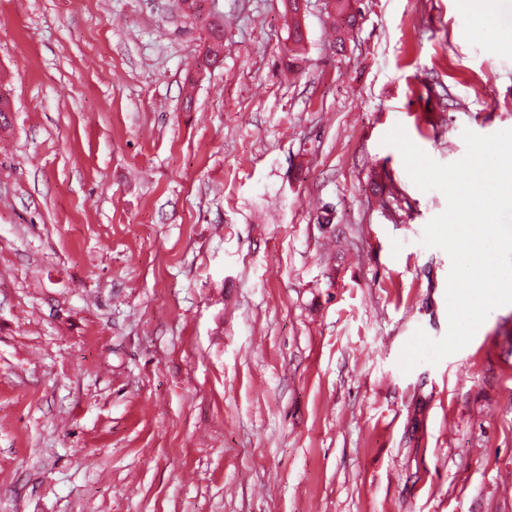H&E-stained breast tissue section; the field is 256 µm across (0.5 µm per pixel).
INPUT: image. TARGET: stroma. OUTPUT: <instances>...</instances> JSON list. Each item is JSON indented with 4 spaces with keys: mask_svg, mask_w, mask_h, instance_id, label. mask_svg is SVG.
I'll list each match as a JSON object with an SVG mask.
<instances>
[{
    "mask_svg": "<svg viewBox=\"0 0 512 512\" xmlns=\"http://www.w3.org/2000/svg\"><path fill=\"white\" fill-rule=\"evenodd\" d=\"M217 6L197 79L175 0H0V512H512V305L401 371L447 201L382 142L512 129V0H363L342 49L312 0L292 74L283 0Z\"/></svg>",
    "mask_w": 512,
    "mask_h": 512,
    "instance_id": "35a3bbf8",
    "label": "stroma"
}]
</instances>
